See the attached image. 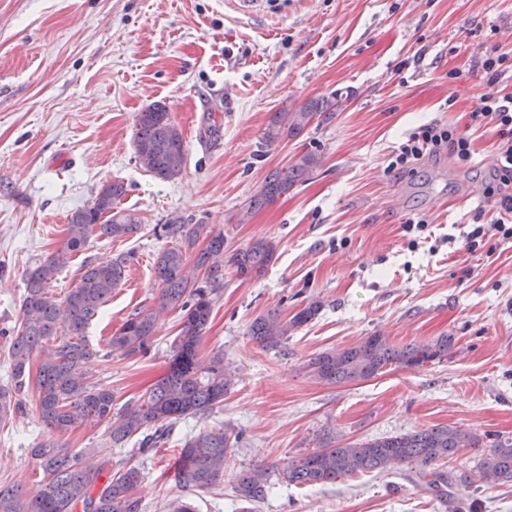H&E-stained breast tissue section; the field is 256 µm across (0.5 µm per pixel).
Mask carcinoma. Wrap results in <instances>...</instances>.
<instances>
[{"instance_id":"carcinoma-1","label":"carcinoma","mask_w":512,"mask_h":512,"mask_svg":"<svg viewBox=\"0 0 512 512\" xmlns=\"http://www.w3.org/2000/svg\"><path fill=\"white\" fill-rule=\"evenodd\" d=\"M341 106L338 99L311 100L298 109L285 106L272 114L262 141L269 147L285 135L298 136L316 119ZM134 127L135 152L143 167L164 181L178 177L186 149L183 134L167 107L161 103L149 106L136 115ZM320 165L321 156L308 151L287 170L269 171L244 215H251L296 183L309 179ZM125 193L122 182L102 184L93 203L71 216L62 248L27 271L20 326L0 330V335L10 337L12 366L11 384L0 386V422L22 412L20 395L31 388L37 394L40 417L50 431L60 434L78 423L103 422L112 443L139 436L140 450L146 451L163 443L177 421L188 416L207 417L224 402L232 382L224 367V354L215 353L205 360L199 353L214 301L224 288V263L235 269L238 279H255L275 261L277 246L260 238L226 260L224 234L213 232L209 225L182 220L159 225L163 235L176 243L156 257L158 294L152 306L128 314L108 341L109 353L148 355L158 320L172 311H181V332L167 372L138 401L114 413L112 391L98 387L86 369L98 351L90 347L85 332L112 291L123 283L134 254L122 253L105 262L84 261L76 285L61 298L54 294L52 284L68 260L85 250L90 236L112 240L138 231L137 217L117 207ZM201 239L206 246L194 262H188L187 251ZM320 308V302L312 301L287 319L276 314L259 317L250 325L249 334L263 346L276 348L313 320ZM452 346L451 336L397 346L374 334L352 347L320 354L310 362V373L325 384L364 381L388 366L412 368L440 361ZM36 353L44 354V359L33 373L31 360ZM237 441L232 430L222 427L186 438L181 451L182 486L210 489L220 483L224 464ZM466 451L475 452L477 458L475 475L462 480L472 494L490 483H512V438L446 425L358 443L330 441L282 466H255L240 472L236 491L245 502H260L275 471L290 484L323 485L357 473H382L411 465L442 497L450 490L448 475L439 469V462ZM34 456L42 472L43 489L27 496L17 486L0 485V512H143L137 493L143 479L140 469L129 467L117 476H106L105 466L88 464L80 455L54 443L34 449Z\"/></svg>"}]
</instances>
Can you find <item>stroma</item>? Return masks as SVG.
<instances>
[{"label": "stroma", "mask_w": 512, "mask_h": 512, "mask_svg": "<svg viewBox=\"0 0 512 512\" xmlns=\"http://www.w3.org/2000/svg\"><path fill=\"white\" fill-rule=\"evenodd\" d=\"M512 0H288L247 18L223 0H0V329L17 326L25 273L59 249L76 209L109 181L127 188L122 208L141 228L91 238L53 284L72 288L85 259L135 258L120 288L92 320L100 349L93 379L116 406L136 401L167 369L179 312L160 318L147 356H104L112 334L159 290L154 262L171 247L155 225L176 219L223 233L225 253L266 238L277 245L262 277L224 269L200 355L223 351L233 387L208 418H185L164 444L140 452L113 445L105 424L63 436L40 419L35 396L0 424V484L39 489L35 447L60 442L84 460L135 465L144 512H240L239 472L284 464L329 437L349 443L432 426L512 437V240L486 237L468 251L474 220L497 216L488 164L495 131H472L468 163L430 157L386 175L390 153L417 126L470 129L484 90L477 53L512 50ZM342 108L294 138L261 144L273 112L313 99ZM165 104L183 133L186 158L173 180L136 158L134 121ZM321 154L310 180L295 184L247 222L239 216L266 172L302 153ZM425 215L426 238L410 245L408 217ZM320 313L268 349L248 334L268 313L290 317L309 301ZM379 334L392 344L444 335V360L387 367L360 382L324 384L308 368L319 354ZM239 435L217 486L190 491L177 479L186 435L203 428ZM411 466L337 479L325 486L272 478L254 512H457Z\"/></svg>", "instance_id": "35a3bbf8"}]
</instances>
